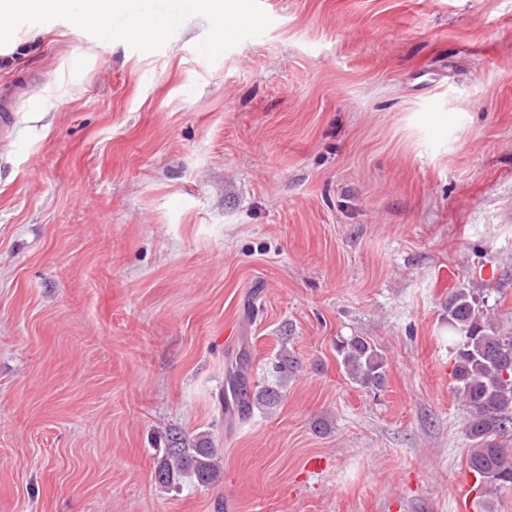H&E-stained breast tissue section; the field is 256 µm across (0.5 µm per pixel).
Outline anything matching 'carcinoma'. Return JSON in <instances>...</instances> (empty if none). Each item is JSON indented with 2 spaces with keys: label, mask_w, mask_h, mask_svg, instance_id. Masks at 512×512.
Returning a JSON list of instances; mask_svg holds the SVG:
<instances>
[{
  "label": "carcinoma",
  "mask_w": 512,
  "mask_h": 512,
  "mask_svg": "<svg viewBox=\"0 0 512 512\" xmlns=\"http://www.w3.org/2000/svg\"><path fill=\"white\" fill-rule=\"evenodd\" d=\"M448 342L454 389L468 409L463 432L472 443L469 468L492 495L512 487V334L494 326L484 313L483 301L470 289L461 288L448 296ZM336 353L353 383L368 389L384 386L386 360L370 339L344 338L336 343ZM229 389L234 401L224 404V409L233 406L242 417L257 404L274 405L280 396L279 388L273 386L250 391L243 370L230 375ZM220 476L216 449L207 435L168 436L156 469L159 484L172 486L189 477L208 486Z\"/></svg>",
  "instance_id": "cac0c4a2"
}]
</instances>
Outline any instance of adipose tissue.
Here are the masks:
<instances>
[{
    "label": "adipose tissue",
    "instance_id": "adipose-tissue-1",
    "mask_svg": "<svg viewBox=\"0 0 512 512\" xmlns=\"http://www.w3.org/2000/svg\"><path fill=\"white\" fill-rule=\"evenodd\" d=\"M123 0H0V42L9 43L11 31L6 20L27 12L47 15H77L83 25L101 26L113 12L122 10Z\"/></svg>",
    "mask_w": 512,
    "mask_h": 512
}]
</instances>
